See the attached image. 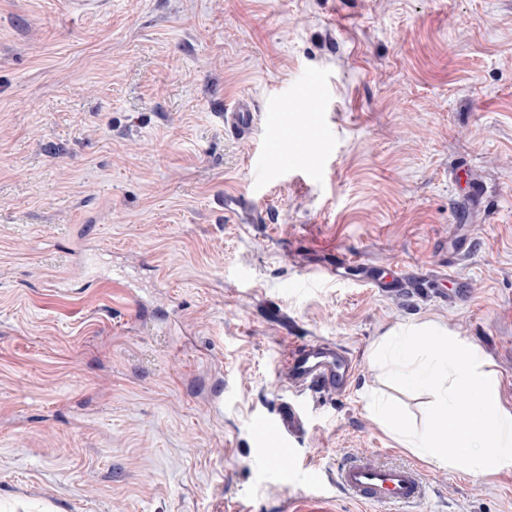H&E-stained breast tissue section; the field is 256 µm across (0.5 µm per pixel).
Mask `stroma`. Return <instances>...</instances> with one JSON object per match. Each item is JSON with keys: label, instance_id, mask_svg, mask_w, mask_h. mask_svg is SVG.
Masks as SVG:
<instances>
[{"label": "stroma", "instance_id": "1", "mask_svg": "<svg viewBox=\"0 0 512 512\" xmlns=\"http://www.w3.org/2000/svg\"><path fill=\"white\" fill-rule=\"evenodd\" d=\"M70 2L0 0V506L377 512L336 485L376 452L421 512H512V466L419 460L370 405L424 426L375 353L432 320L512 410V0ZM314 340L346 390L288 380ZM254 121V112L246 103H240L232 112L224 113V126L241 136L252 129Z\"/></svg>", "mask_w": 512, "mask_h": 512}]
</instances>
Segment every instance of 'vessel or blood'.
<instances>
[{
	"instance_id": "vessel-or-blood-1",
	"label": "vessel or blood",
	"mask_w": 512,
	"mask_h": 512,
	"mask_svg": "<svg viewBox=\"0 0 512 512\" xmlns=\"http://www.w3.org/2000/svg\"><path fill=\"white\" fill-rule=\"evenodd\" d=\"M255 121L249 105L238 104L225 113L224 125L238 135L248 133ZM286 364L290 379L324 391L346 388L349 371L336 358V349L321 341L288 346ZM338 488L352 501L366 506H395L411 512L428 495L421 471L410 464L381 462L372 454L345 459L336 470Z\"/></svg>"
}]
</instances>
